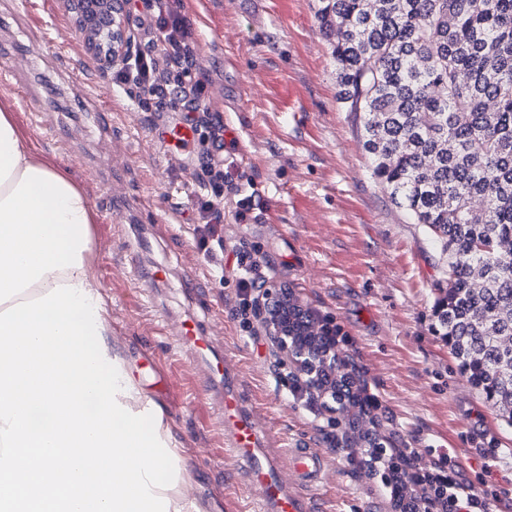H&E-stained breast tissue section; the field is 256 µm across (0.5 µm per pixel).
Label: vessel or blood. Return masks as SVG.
Here are the masks:
<instances>
[{
    "label": "vessel or blood",
    "instance_id": "b4317fda",
    "mask_svg": "<svg viewBox=\"0 0 512 512\" xmlns=\"http://www.w3.org/2000/svg\"><path fill=\"white\" fill-rule=\"evenodd\" d=\"M181 346L197 351L208 348L198 324L181 320L174 332ZM218 422L224 429V454L238 463L243 481L250 491L245 512H316L322 496L323 474L328 457L316 448H292L288 451V470L297 481L283 483L273 458L262 449V430L243 403L232 381L224 383V401Z\"/></svg>",
    "mask_w": 512,
    "mask_h": 512
}]
</instances>
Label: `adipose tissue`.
Listing matches in <instances>:
<instances>
[{
    "label": "adipose tissue",
    "instance_id": "adipose-tissue-1",
    "mask_svg": "<svg viewBox=\"0 0 512 512\" xmlns=\"http://www.w3.org/2000/svg\"><path fill=\"white\" fill-rule=\"evenodd\" d=\"M96 212L68 167L37 153L0 105V313L60 284L99 291L91 272Z\"/></svg>",
    "mask_w": 512,
    "mask_h": 512
}]
</instances>
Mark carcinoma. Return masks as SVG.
I'll return each mask as SVG.
<instances>
[{"instance_id":"carcinoma-1","label":"carcinoma","mask_w":512,"mask_h":512,"mask_svg":"<svg viewBox=\"0 0 512 512\" xmlns=\"http://www.w3.org/2000/svg\"><path fill=\"white\" fill-rule=\"evenodd\" d=\"M317 18L372 178L448 256L442 336L512 426V0H320ZM311 323L293 345L315 359ZM331 384L353 406L339 356Z\"/></svg>"}]
</instances>
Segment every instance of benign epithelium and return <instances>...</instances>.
<instances>
[{
  "instance_id": "7a95c632",
  "label": "benign epithelium",
  "mask_w": 512,
  "mask_h": 512,
  "mask_svg": "<svg viewBox=\"0 0 512 512\" xmlns=\"http://www.w3.org/2000/svg\"><path fill=\"white\" fill-rule=\"evenodd\" d=\"M72 3L85 48L102 72L108 73L121 67L134 56L135 35L119 0H72ZM290 300L295 302L297 298L289 294L286 288L258 289L253 302L255 318L275 343L282 360L294 367L295 379L305 377L310 398L322 402L330 413L331 426L336 427L340 423V416L346 414L347 409H338L327 402L330 391L322 384L319 366L307 359L306 355L295 353L291 347ZM316 332L323 337L325 363H336L335 337L328 335L325 328H318Z\"/></svg>"
}]
</instances>
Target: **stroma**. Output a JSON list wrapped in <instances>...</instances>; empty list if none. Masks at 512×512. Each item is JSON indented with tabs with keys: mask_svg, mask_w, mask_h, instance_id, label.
Instances as JSON below:
<instances>
[{
	"mask_svg": "<svg viewBox=\"0 0 512 512\" xmlns=\"http://www.w3.org/2000/svg\"><path fill=\"white\" fill-rule=\"evenodd\" d=\"M195 39L192 77L202 86L176 109H145L91 68L85 98L75 65L88 61L64 0L50 18L0 0V71L30 88L37 108L0 89L36 149L67 162L97 213L93 271L112 317V343L129 358L141 389L161 408L188 476L183 493L207 512H238L246 488L221 454L218 399L207 362H229L247 407L265 426L274 455L323 449L320 512H391L381 477L328 413L293 394L290 368L245 306L235 276L247 250L267 283L288 287L319 323L337 328L336 350L382 401L374 427L387 448H412L421 471L449 455L479 496L512 512V426L468 383L436 332L447 258L425 227L411 223L370 175L353 115L337 99L332 48L319 32L318 0H179ZM219 114L224 153L241 160L262 206L237 223L225 193L220 240L198 246L186 224V191L211 147L208 128L167 166L155 130L195 101ZM224 257L216 277L210 259ZM167 268L166 284L142 286L135 266ZM192 316L212 347L206 362L177 349L161 320Z\"/></svg>",
	"mask_w": 512,
	"mask_h": 512,
	"instance_id": "stroma-1",
	"label": "stroma"
}]
</instances>
